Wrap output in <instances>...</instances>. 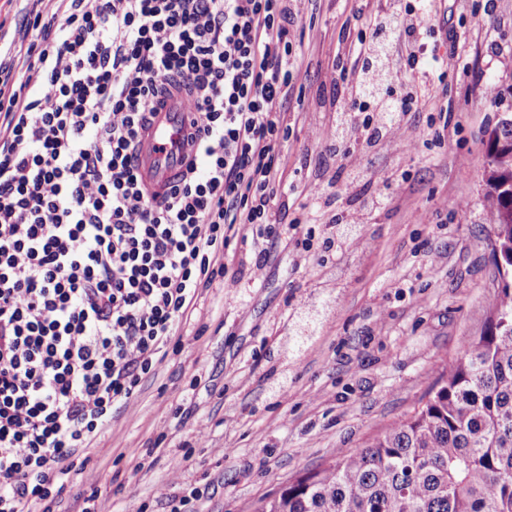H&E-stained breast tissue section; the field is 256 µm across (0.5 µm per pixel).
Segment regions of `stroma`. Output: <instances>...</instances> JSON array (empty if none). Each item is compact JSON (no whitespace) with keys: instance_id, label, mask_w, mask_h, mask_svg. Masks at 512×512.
Here are the masks:
<instances>
[{"instance_id":"obj_1","label":"stroma","mask_w":512,"mask_h":512,"mask_svg":"<svg viewBox=\"0 0 512 512\" xmlns=\"http://www.w3.org/2000/svg\"><path fill=\"white\" fill-rule=\"evenodd\" d=\"M359 0H296L298 78L284 109L292 133L281 167L293 184L288 235L241 244L224 258L234 290L214 283L200 301V336L145 378L137 403L117 410L90 460L70 476L56 512H75V493L97 489L100 512H169V497L205 488L202 512H256L289 481L333 464L405 417L438 372L480 336L500 286L493 264L494 222L486 198L488 129L512 113V54H487L486 38L512 45V0L495 16L482 0H438L445 30L461 41L443 81L421 90L404 118L419 144L401 138L356 144L350 161L329 154L308 127L336 118L331 78L344 34L367 28ZM501 97L486 98V84ZM451 107L442 139L432 118ZM361 172L336 181L357 240H342L329 210H315L297 186L303 176L334 179L345 163ZM388 188L382 209L368 205ZM335 238L332 250L322 248ZM265 259V279L251 270ZM192 399L181 400L184 389ZM206 431V447L184 459L183 442ZM164 436L152 468L135 471L145 444Z\"/></svg>"}]
</instances>
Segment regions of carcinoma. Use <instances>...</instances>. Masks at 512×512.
<instances>
[{"label":"carcinoma","instance_id":"cac0c4a2","mask_svg":"<svg viewBox=\"0 0 512 512\" xmlns=\"http://www.w3.org/2000/svg\"><path fill=\"white\" fill-rule=\"evenodd\" d=\"M487 198L512 257V125L488 133ZM427 399L362 448L309 472L259 512H512V285Z\"/></svg>","mask_w":512,"mask_h":512}]
</instances>
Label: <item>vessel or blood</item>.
<instances>
[{
	"mask_svg": "<svg viewBox=\"0 0 512 512\" xmlns=\"http://www.w3.org/2000/svg\"><path fill=\"white\" fill-rule=\"evenodd\" d=\"M190 118L187 103L180 96L155 106L138 144L139 172L150 190H164L185 171L192 158Z\"/></svg>",
	"mask_w": 512,
	"mask_h": 512,
	"instance_id": "1",
	"label": "vessel or blood"
}]
</instances>
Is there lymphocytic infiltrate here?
<instances>
[{
    "mask_svg": "<svg viewBox=\"0 0 512 512\" xmlns=\"http://www.w3.org/2000/svg\"><path fill=\"white\" fill-rule=\"evenodd\" d=\"M293 0H56L0 50V512H51L77 460L169 353L231 244L279 237ZM434 0L374 15L348 51L355 112L312 135L373 144L447 75ZM407 83L380 93L378 46ZM184 90L198 148L164 198L138 172L147 112Z\"/></svg>",
    "mask_w": 512,
    "mask_h": 512,
    "instance_id": "1",
    "label": "lymphocytic infiltrate"
}]
</instances>
